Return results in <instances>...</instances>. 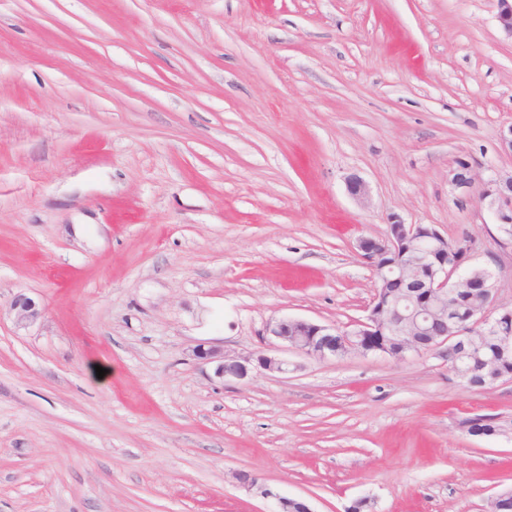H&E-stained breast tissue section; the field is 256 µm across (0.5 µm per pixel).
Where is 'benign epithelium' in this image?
<instances>
[{
	"instance_id": "7a95c632",
	"label": "benign epithelium",
	"mask_w": 512,
	"mask_h": 512,
	"mask_svg": "<svg viewBox=\"0 0 512 512\" xmlns=\"http://www.w3.org/2000/svg\"><path fill=\"white\" fill-rule=\"evenodd\" d=\"M496 20L501 30L512 37V0H493ZM476 180L470 162L461 160L452 170L450 183L466 196ZM349 193L361 204L369 201L366 183L353 175L348 178ZM488 201L498 229L509 234L512 225V174L488 180L482 191ZM387 233L380 238H360L357 250L375 273L374 296L365 319L354 327L340 328L311 320L278 318L268 324L270 344L289 348L299 354L324 361L350 353L401 358L408 352L422 353L433 349L434 341H454L463 350L474 336L491 339L506 349L512 345V304L499 298V289L488 292L490 276L471 277L460 273L463 263L472 259L474 242L468 237L450 240L434 226L406 224L400 217L387 219ZM466 291L484 293L481 305L466 310L459 317L456 295ZM16 321L25 326L36 321L41 309L31 299L19 296L13 304ZM201 363L214 367L215 377L244 380L252 372L286 373L288 362L263 351L249 355H230L224 349L201 342L193 350ZM497 361L488 356L471 370V376L493 381H511L512 377L495 372L490 365ZM239 481L255 489L264 498L276 501L275 512H312L305 501L282 496L258 484L249 473L238 474Z\"/></svg>"
}]
</instances>
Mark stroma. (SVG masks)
<instances>
[{"label": "stroma", "instance_id": "stroma-1", "mask_svg": "<svg viewBox=\"0 0 512 512\" xmlns=\"http://www.w3.org/2000/svg\"><path fill=\"white\" fill-rule=\"evenodd\" d=\"M493 0H0V512H485L512 489V382L445 351L288 353L220 381L201 342L346 326L388 215L471 237L512 303V244L460 159L512 174V38ZM356 175L369 204L348 192ZM43 309L17 326L12 300ZM104 377H97V368ZM476 180L474 169L467 160H460L452 170L450 183L461 195H468ZM238 479L248 488L256 489L263 498L274 499L277 507L274 512H312L305 501L275 493L270 488L258 484L257 479L249 473H239Z\"/></svg>", "mask_w": 512, "mask_h": 512}]
</instances>
